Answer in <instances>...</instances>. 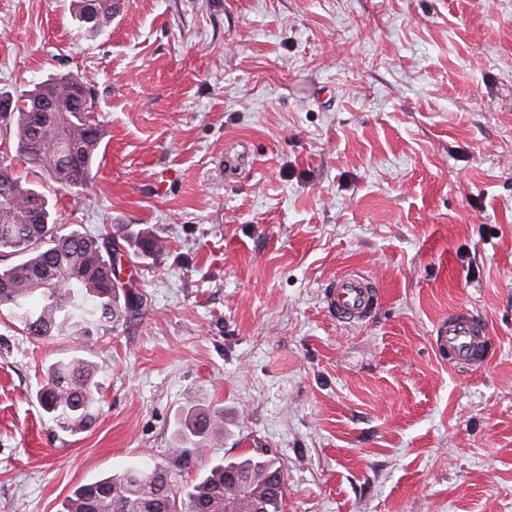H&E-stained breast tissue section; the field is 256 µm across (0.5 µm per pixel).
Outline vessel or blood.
I'll use <instances>...</instances> for the list:
<instances>
[{
  "label": "vessel or blood",
  "mask_w": 512,
  "mask_h": 512,
  "mask_svg": "<svg viewBox=\"0 0 512 512\" xmlns=\"http://www.w3.org/2000/svg\"><path fill=\"white\" fill-rule=\"evenodd\" d=\"M381 299L377 282L361 271L351 270L331 282L324 303L336 321L345 325L364 322ZM434 342L447 351L450 362L468 369L484 365L491 351L487 325L467 307L449 312L446 323L436 329Z\"/></svg>",
  "instance_id": "b4317fda"
}]
</instances>
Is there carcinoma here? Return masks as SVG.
<instances>
[{
    "label": "carcinoma",
    "instance_id": "cac0c4a2",
    "mask_svg": "<svg viewBox=\"0 0 512 512\" xmlns=\"http://www.w3.org/2000/svg\"><path fill=\"white\" fill-rule=\"evenodd\" d=\"M84 30L100 35L112 25L116 0H72ZM0 122L13 128L16 156L70 192L87 190L104 137V124L87 80L71 74L37 84L15 97L0 92ZM74 150L57 157L52 144ZM124 241L133 253L155 256L163 243L146 229L118 226L114 234L62 233L51 222L47 198L0 163V251L19 259L0 266V311L36 337L91 342L138 312L143 296L114 286L112 255ZM100 382L84 357L51 363L38 391L42 410L72 435L90 430L99 413ZM224 430L221 407L188 410L166 464L146 463L122 475L77 487L62 512H281L283 471L275 458L247 454L213 466L183 488L178 477L190 452Z\"/></svg>",
    "mask_w": 512,
    "mask_h": 512
}]
</instances>
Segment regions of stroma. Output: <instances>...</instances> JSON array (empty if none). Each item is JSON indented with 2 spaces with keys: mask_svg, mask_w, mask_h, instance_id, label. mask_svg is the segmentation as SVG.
Wrapping results in <instances>:
<instances>
[{
  "mask_svg": "<svg viewBox=\"0 0 512 512\" xmlns=\"http://www.w3.org/2000/svg\"><path fill=\"white\" fill-rule=\"evenodd\" d=\"M67 73L105 120L96 180L16 175L64 231L165 249L94 343L0 314V512L167 461L191 404L224 436L183 482L266 450L282 512H512V0H119L96 37L70 0H0V92ZM353 269L382 297L346 326L324 289ZM460 305L475 371L433 341ZM76 354L102 402L71 436L36 393ZM487 325L467 307L448 313V322L436 329L434 342L448 353V361L462 369L480 367L488 361L491 338Z\"/></svg>",
  "mask_w": 512,
  "mask_h": 512,
  "instance_id": "1",
  "label": "stroma"
}]
</instances>
